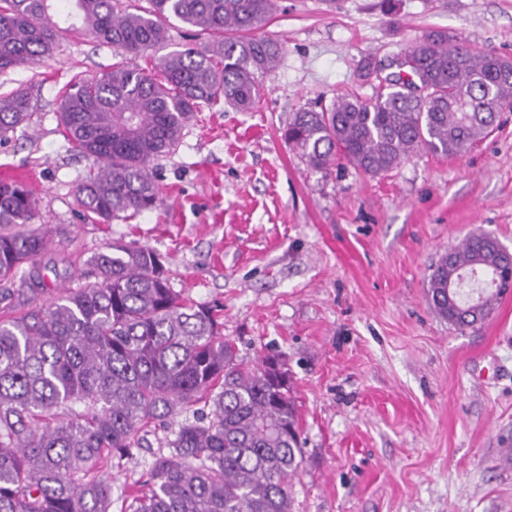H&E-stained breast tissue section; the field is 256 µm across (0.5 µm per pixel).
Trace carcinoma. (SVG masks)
I'll return each mask as SVG.
<instances>
[{
    "mask_svg": "<svg viewBox=\"0 0 512 512\" xmlns=\"http://www.w3.org/2000/svg\"><path fill=\"white\" fill-rule=\"evenodd\" d=\"M146 2L0 0V72L51 56L62 33L131 56L163 48L175 21L210 36L155 57V75L119 62L59 91L70 148L97 163L77 194L100 224L157 208L150 163L176 149L202 108L254 107L283 53L267 30L275 0ZM398 57L402 69L370 97L293 114L283 136L308 166L345 161L377 176L421 149L459 156L512 111L511 58L444 30ZM32 116L27 92L0 94V144ZM36 216L26 183L0 182V512H112L100 473L170 424L119 512H292L304 451L288 371L271 355L241 358L219 310L175 293L163 257L136 241L95 254L87 281L53 301L38 300V275L20 299L11 279L50 244L30 227ZM511 268L494 235L472 233L432 271V305L456 329H475L512 288Z\"/></svg>",
    "mask_w": 512,
    "mask_h": 512,
    "instance_id": "carcinoma-1",
    "label": "carcinoma"
}]
</instances>
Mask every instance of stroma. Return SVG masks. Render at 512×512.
<instances>
[{
  "mask_svg": "<svg viewBox=\"0 0 512 512\" xmlns=\"http://www.w3.org/2000/svg\"><path fill=\"white\" fill-rule=\"evenodd\" d=\"M269 29L284 50L259 103L196 112L152 164L161 206L108 224L77 201L93 160L65 142L57 93L114 49L68 34L0 73V93L25 90L34 110L0 145V177L31 187L38 227L65 232L35 261L42 301L112 241L146 245L174 291L221 308L240 355L286 362L304 448L294 512H512V298L461 332L428 294L469 234L512 252V113L460 156L420 150L376 177L310 168L282 137L302 108L370 96L364 59L387 68L425 31L512 58V0H279Z\"/></svg>",
  "mask_w": 512,
  "mask_h": 512,
  "instance_id": "1",
  "label": "stroma"
}]
</instances>
